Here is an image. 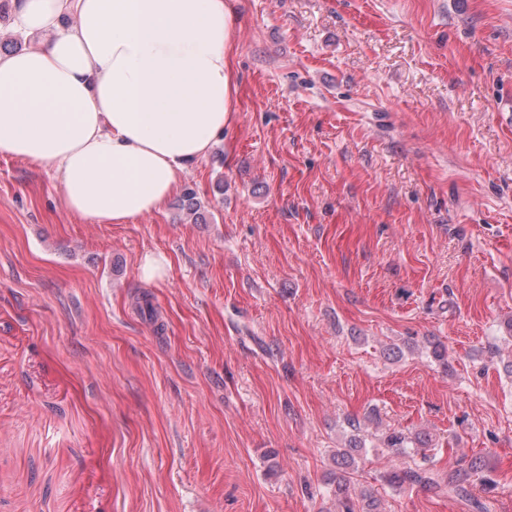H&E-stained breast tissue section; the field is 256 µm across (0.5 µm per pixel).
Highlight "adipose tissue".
<instances>
[{"label":"adipose tissue","mask_w":512,"mask_h":512,"mask_svg":"<svg viewBox=\"0 0 512 512\" xmlns=\"http://www.w3.org/2000/svg\"><path fill=\"white\" fill-rule=\"evenodd\" d=\"M43 47L0 55V156L93 224L159 211L228 124L235 0H12Z\"/></svg>","instance_id":"adipose-tissue-1"}]
</instances>
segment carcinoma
<instances>
[{
	"label": "carcinoma",
	"mask_w": 512,
	"mask_h": 512,
	"mask_svg": "<svg viewBox=\"0 0 512 512\" xmlns=\"http://www.w3.org/2000/svg\"><path fill=\"white\" fill-rule=\"evenodd\" d=\"M427 349L432 362L448 367V347L441 340H427ZM348 426L353 434L344 447L336 450L334 456L336 466L342 470L332 488L337 512H382L381 499L368 489L357 488L351 477L356 460L367 453V449L364 439L359 435L360 425L357 421L348 420ZM381 447L399 451L408 457L402 466L381 475V481L391 491L401 493L414 488L431 490L444 486L448 494L466 502L473 512H487L486 504L474 493L479 483L486 486L493 484V479L484 473L481 458L463 460L443 477L427 454L429 448L433 447L432 436L428 433L408 436L397 429H388L383 434Z\"/></svg>",
	"instance_id": "carcinoma-1"
}]
</instances>
